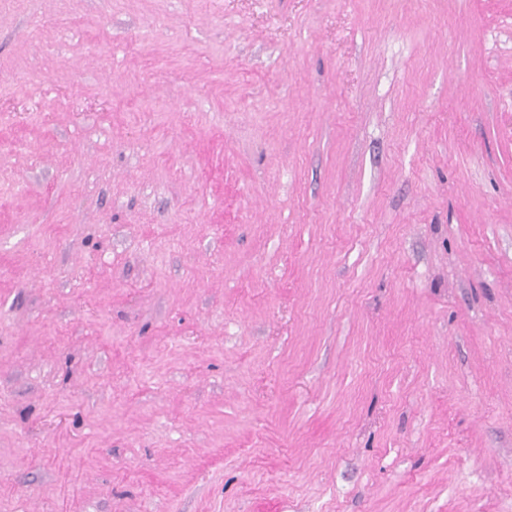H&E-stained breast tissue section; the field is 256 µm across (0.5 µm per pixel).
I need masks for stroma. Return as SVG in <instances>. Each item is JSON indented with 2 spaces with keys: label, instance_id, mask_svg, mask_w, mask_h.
<instances>
[{
  "label": "stroma",
  "instance_id": "obj_1",
  "mask_svg": "<svg viewBox=\"0 0 512 512\" xmlns=\"http://www.w3.org/2000/svg\"><path fill=\"white\" fill-rule=\"evenodd\" d=\"M0 512H512V0H0Z\"/></svg>",
  "mask_w": 512,
  "mask_h": 512
}]
</instances>
